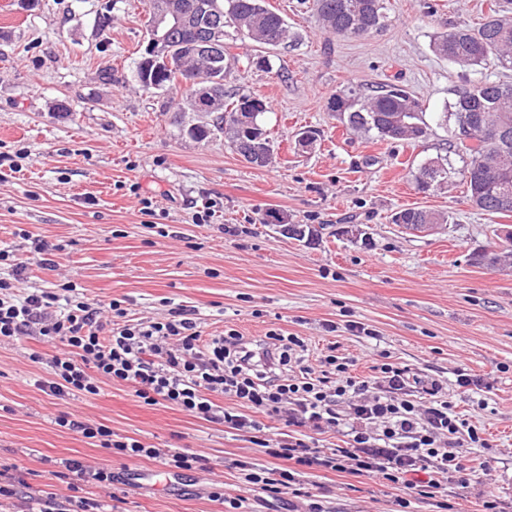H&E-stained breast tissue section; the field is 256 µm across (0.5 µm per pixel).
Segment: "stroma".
Instances as JSON below:
<instances>
[{
	"label": "stroma",
	"instance_id": "35a3bbf8",
	"mask_svg": "<svg viewBox=\"0 0 512 512\" xmlns=\"http://www.w3.org/2000/svg\"><path fill=\"white\" fill-rule=\"evenodd\" d=\"M296 40L279 49L281 75L232 70L224 87L261 97L275 147L265 168L246 163L217 135L187 130L198 115L181 112L179 91H143L134 62L146 46L142 0H0V154L28 149L20 172L0 171V243L28 257L33 239L57 245L54 269L32 266L27 288L72 281L88 298L122 301L129 317L162 319L196 307L208 336L233 328L251 339L273 329L302 338L306 363L319 367L328 345L372 379L382 355L410 374L443 382L456 412L478 422L489 445L471 449L483 484L449 490L448 512H479L484 495L512 503V267L470 262L493 249L512 216L463 201L460 188L421 193L411 176L436 155L446 129L438 112L469 69L435 56L434 36L475 25L487 0H388V25L365 37L326 33L306 0H268ZM109 16L101 26V16ZM393 82L421 102L432 135L418 146L346 132L327 110L340 90ZM314 130L312 149L298 134ZM150 198L144 220L139 197ZM447 212L448 224L409 234L392 224L404 208ZM275 210L308 224L314 239L295 240L264 223ZM208 212V222L195 216ZM357 224L368 241L340 235ZM30 239H22L21 231ZM350 321L377 330L368 340ZM336 332H327V324ZM33 337L0 341V483L22 475L32 490L68 495L57 463L78 459L128 479L124 501L86 483L101 512H234L248 496L232 463H267L248 439L223 425L162 405L148 406L122 383L96 395L55 397L38 390L43 375ZM483 379L462 391L458 373ZM102 424L147 446L203 456L204 469L172 476L167 490L150 478L154 461L125 458L56 425L60 415ZM311 498L324 512H395L402 489L377 479L309 470ZM223 486V501L210 497Z\"/></svg>",
	"mask_w": 512,
	"mask_h": 512
}]
</instances>
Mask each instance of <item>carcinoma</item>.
<instances>
[{
	"label": "carcinoma",
	"mask_w": 512,
	"mask_h": 512,
	"mask_svg": "<svg viewBox=\"0 0 512 512\" xmlns=\"http://www.w3.org/2000/svg\"><path fill=\"white\" fill-rule=\"evenodd\" d=\"M186 17L172 28L164 41L147 43L144 55L136 62L135 74L147 92L181 91L190 112H203L211 120L188 129L189 135L203 141L215 134L224 135L228 146L244 156L243 144L259 141L274 154L273 141L262 121L267 111L260 98L241 95L224 100V73L245 62L249 68L271 73L274 60L270 51L292 40L287 21L266 6L265 0H175ZM312 9L322 28L334 35L347 36L355 27L371 33L388 22L386 0H312ZM221 13L231 17V37L213 54L197 50L210 16ZM252 42L258 49L240 55L231 49ZM432 52L448 61L480 74L456 93L445 106L439 121L453 119L447 154L427 158L413 172L418 191L427 193L455 184L462 175L465 199L489 214L512 215V81L494 80L482 75L493 64L512 69V15L499 2L474 27H453L430 42ZM213 86L214 95L201 109L195 101L191 83ZM260 104L255 109L251 103ZM328 110L346 129L373 135L382 141L416 145L426 141L432 128L425 119L422 105L406 87L394 83L380 84L367 90L349 88L328 101ZM462 163L456 169L450 156ZM393 224H446L448 213L430 209L405 208L391 216ZM493 251L472 254L476 265L496 266L501 258L512 255V230L498 235Z\"/></svg>",
	"instance_id": "obj_1"
}]
</instances>
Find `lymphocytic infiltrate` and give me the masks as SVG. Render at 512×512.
<instances>
[{
  "label": "lymphocytic infiltrate",
  "mask_w": 512,
  "mask_h": 512,
  "mask_svg": "<svg viewBox=\"0 0 512 512\" xmlns=\"http://www.w3.org/2000/svg\"><path fill=\"white\" fill-rule=\"evenodd\" d=\"M35 251L36 260L29 261L0 249V262L12 268L11 277H0V340L34 336L43 343V350L31 354L47 372L36 382L40 391L95 395L106 379L130 386L144 404L173 406L224 424L277 461L273 468L237 462L255 492L304 496L303 471L318 468L374 476L403 488L407 495L398 505L406 510L412 500L474 484L476 470L466 464L465 451L486 447L487 441L477 424L457 415L440 380L410 377L391 362L378 364L374 380H362L348 361L333 354L321 357L317 372L305 363L300 337L272 330L259 346L232 328L207 336L192 306L145 321L128 318L117 300L101 311L69 281L19 289L30 263H51V245L37 242ZM223 397L230 406L220 405ZM266 416L280 421L284 432L265 436ZM56 423L81 433L91 445L169 469L188 471L201 462L193 454L113 438L109 427L65 414ZM331 431L342 434L344 446H316V436ZM2 496L13 499L14 512H90L92 506L85 497L32 494L13 484L0 485Z\"/></svg>",
  "instance_id": "f902f5d3"
}]
</instances>
